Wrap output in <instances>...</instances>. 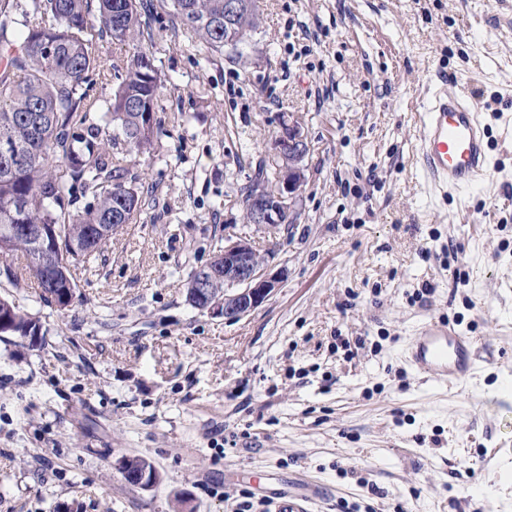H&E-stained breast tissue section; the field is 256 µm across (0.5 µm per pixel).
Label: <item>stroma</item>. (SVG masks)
Returning a JSON list of instances; mask_svg holds the SVG:
<instances>
[{
  "label": "stroma",
  "mask_w": 512,
  "mask_h": 512,
  "mask_svg": "<svg viewBox=\"0 0 512 512\" xmlns=\"http://www.w3.org/2000/svg\"><path fill=\"white\" fill-rule=\"evenodd\" d=\"M247 56L197 52L156 17L167 135L128 167L137 223L79 271L72 306L0 276L42 325L0 337V512H237L257 483L320 486L374 512H512V0H260ZM458 82L489 127L490 179L435 191L425 106ZM309 152L273 263L285 277L234 323L184 284L225 234L266 249L241 189L282 116ZM434 318L474 336L464 384L405 360ZM123 456L159 480L131 487ZM147 459L140 457V456H132L130 457V462L133 467H140L143 464H147L142 466L140 470H137L135 472H130L129 474H126V471L128 468L124 467L125 459L122 460V458L118 459L115 463L116 469L119 471V473L122 475H125L126 478L124 480L131 486L140 488V489H149L152 488L155 485V482L158 479V474L154 473V470H152L149 467H153V464L151 462H146ZM149 466V467H148Z\"/></svg>",
  "instance_id": "1"
}]
</instances>
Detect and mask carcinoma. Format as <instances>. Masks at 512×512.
<instances>
[{
    "instance_id": "cac0c4a2",
    "label": "carcinoma",
    "mask_w": 512,
    "mask_h": 512,
    "mask_svg": "<svg viewBox=\"0 0 512 512\" xmlns=\"http://www.w3.org/2000/svg\"><path fill=\"white\" fill-rule=\"evenodd\" d=\"M105 34L123 56L112 64V96L89 94L101 76L93 47L91 2ZM195 46L242 57L240 46L260 23L257 0L224 36V0H0V274L39 297L77 288L73 271L87 268L112 236L137 221L141 187L128 182L126 158L151 153L166 134L150 113L161 109L164 79L153 52L137 41L154 12ZM92 201L78 206L80 199ZM11 336L41 333L39 320L0 298Z\"/></svg>"
}]
</instances>
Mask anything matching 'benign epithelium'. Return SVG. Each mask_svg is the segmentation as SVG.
<instances>
[{"label":"benign epithelium","mask_w":512,"mask_h":512,"mask_svg":"<svg viewBox=\"0 0 512 512\" xmlns=\"http://www.w3.org/2000/svg\"><path fill=\"white\" fill-rule=\"evenodd\" d=\"M274 143L272 178L252 197L248 207L252 224L276 234L290 221L302 194V161L308 144L300 124L289 119L282 120ZM274 255L270 247L260 253L250 240L224 235V246L216 249L207 264L195 269L189 288L191 298L212 317H222L226 322L242 319L262 306L283 282L285 270H275L271 265ZM115 466L125 481L136 488L149 489L158 479L146 465L131 473L122 459Z\"/></svg>","instance_id":"benign-epithelium-1"}]
</instances>
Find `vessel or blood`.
Returning <instances> with one entry per match:
<instances>
[{"mask_svg": "<svg viewBox=\"0 0 512 512\" xmlns=\"http://www.w3.org/2000/svg\"><path fill=\"white\" fill-rule=\"evenodd\" d=\"M487 129L476 106L457 82L442 81L422 122L421 161L427 180L443 191H461L488 181ZM406 358L423 379L461 385L479 360V342L441 321H424L412 336Z\"/></svg>", "mask_w": 512, "mask_h": 512, "instance_id": "b4317fda", "label": "vessel or blood"}]
</instances>
